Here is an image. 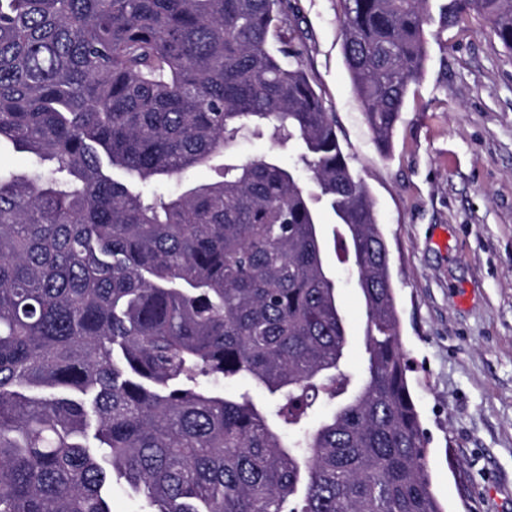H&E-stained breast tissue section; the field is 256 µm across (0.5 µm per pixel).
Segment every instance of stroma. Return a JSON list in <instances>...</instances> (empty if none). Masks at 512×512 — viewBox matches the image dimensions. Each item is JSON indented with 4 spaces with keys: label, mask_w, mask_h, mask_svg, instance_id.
I'll list each match as a JSON object with an SVG mask.
<instances>
[{
    "label": "stroma",
    "mask_w": 512,
    "mask_h": 512,
    "mask_svg": "<svg viewBox=\"0 0 512 512\" xmlns=\"http://www.w3.org/2000/svg\"><path fill=\"white\" fill-rule=\"evenodd\" d=\"M300 60L374 200L389 250L408 379L445 512H512V52L480 16L426 28L389 155L364 122L337 0H292ZM348 329L365 353L356 275L326 249Z\"/></svg>",
    "instance_id": "1"
}]
</instances>
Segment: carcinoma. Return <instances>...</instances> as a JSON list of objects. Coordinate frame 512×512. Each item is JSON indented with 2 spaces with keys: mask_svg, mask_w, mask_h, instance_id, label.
Wrapping results in <instances>:
<instances>
[{
  "mask_svg": "<svg viewBox=\"0 0 512 512\" xmlns=\"http://www.w3.org/2000/svg\"><path fill=\"white\" fill-rule=\"evenodd\" d=\"M387 153L435 0H338ZM291 0H0V512H445L402 352L375 204L297 60ZM512 51V0H445ZM251 132L302 151L241 161ZM224 159L221 179L178 195ZM310 176L316 191L297 177ZM364 299L362 374L316 204ZM247 381L244 391L218 387ZM319 402L333 409L311 425ZM29 156L13 148L8 143L0 145V165L10 168L18 174L26 172L29 168ZM217 172L212 168L196 169L189 174L188 181L183 186L177 185L175 182L153 184L148 187V193L156 191L157 193H177L188 186L189 183L208 182L217 179ZM109 503L113 512H138L141 507L150 510L143 496L133 493L127 488L124 479L114 475L112 479V494Z\"/></svg>",
  "mask_w": 512,
  "mask_h": 512,
  "instance_id": "carcinoma-1",
  "label": "carcinoma"
}]
</instances>
